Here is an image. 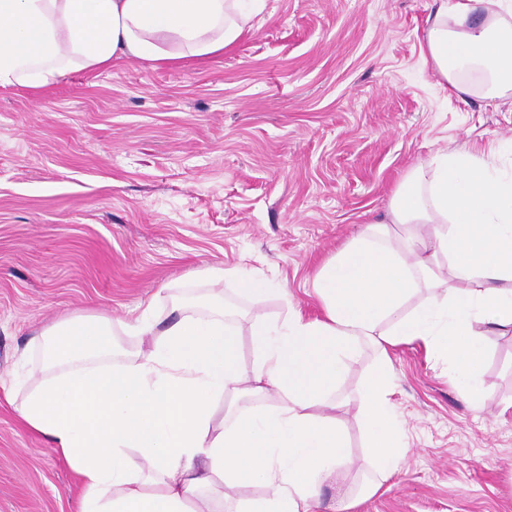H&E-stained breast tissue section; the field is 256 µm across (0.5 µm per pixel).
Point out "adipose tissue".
<instances>
[{"mask_svg": "<svg viewBox=\"0 0 512 512\" xmlns=\"http://www.w3.org/2000/svg\"><path fill=\"white\" fill-rule=\"evenodd\" d=\"M266 0H0V89H47L78 71L133 58L181 66L222 54L253 31ZM424 61L442 83L470 94L461 74L512 90V0H436ZM496 152L462 147L417 167L390 198L388 219L367 225L317 272V321L289 311L258 322L251 368L240 362L230 313L211 301L142 317L149 339L117 350L111 318L68 320L41 336L40 379L15 384L22 420L78 476L79 512H213L210 493L260 487L240 512H346L323 504L351 460L329 410L351 354L376 349L358 408L378 481L406 459L391 395L392 346L422 343L445 355L456 389L485 407L481 325L512 328V172ZM275 396L276 403L263 400ZM257 398L218 415L223 399Z\"/></svg>", "mask_w": 512, "mask_h": 512, "instance_id": "adipose-tissue-1", "label": "adipose tissue"}]
</instances>
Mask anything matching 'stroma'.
<instances>
[{
    "mask_svg": "<svg viewBox=\"0 0 512 512\" xmlns=\"http://www.w3.org/2000/svg\"><path fill=\"white\" fill-rule=\"evenodd\" d=\"M433 6L266 0L260 28L197 65L130 59L47 92L0 90V512L79 510L74 472L6 400L42 366L34 334L86 314L131 324L209 295V271L234 268L269 286L222 284L252 365V323L292 308L323 318L318 268L386 220L409 172L512 141V104L456 97L425 65ZM485 333L479 415L442 358L391 348L409 454L372 496L357 407L376 353L359 349L336 389L352 463L325 498L354 494L351 512H512V330Z\"/></svg>",
    "mask_w": 512,
    "mask_h": 512,
    "instance_id": "35a3bbf8",
    "label": "stroma"
}]
</instances>
